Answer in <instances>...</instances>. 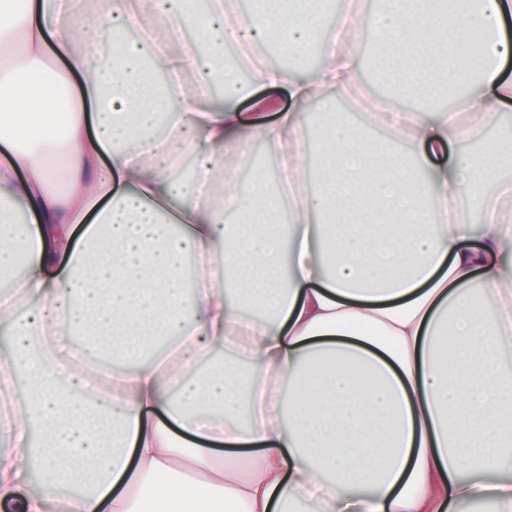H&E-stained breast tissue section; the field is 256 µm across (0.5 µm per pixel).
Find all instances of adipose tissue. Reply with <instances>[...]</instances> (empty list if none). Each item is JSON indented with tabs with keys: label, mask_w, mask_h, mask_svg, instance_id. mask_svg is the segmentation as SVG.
Segmentation results:
<instances>
[{
	"label": "adipose tissue",
	"mask_w": 512,
	"mask_h": 512,
	"mask_svg": "<svg viewBox=\"0 0 512 512\" xmlns=\"http://www.w3.org/2000/svg\"><path fill=\"white\" fill-rule=\"evenodd\" d=\"M322 16L314 0H0V53L25 63L0 100V272L26 256L0 299V512H512V183L481 221L448 215L512 168L502 141L469 149L512 106V0ZM366 33L391 144L340 119L305 137L312 102L350 97ZM314 38L305 74L255 63L243 82L224 63ZM461 82L454 111L397 104ZM258 87L290 107L239 111ZM257 141L287 162V198L225 166Z\"/></svg>",
	"instance_id": "adipose-tissue-1"
}]
</instances>
